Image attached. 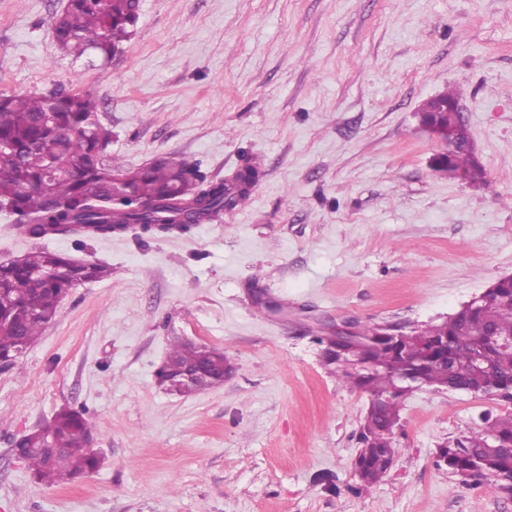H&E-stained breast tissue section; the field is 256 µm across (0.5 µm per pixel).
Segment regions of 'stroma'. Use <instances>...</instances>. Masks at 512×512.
Returning <instances> with one entry per match:
<instances>
[{"instance_id": "1", "label": "stroma", "mask_w": 512, "mask_h": 512, "mask_svg": "<svg viewBox=\"0 0 512 512\" xmlns=\"http://www.w3.org/2000/svg\"><path fill=\"white\" fill-rule=\"evenodd\" d=\"M66 0H0V94L91 91L129 168L169 156L213 181L245 160L248 200L191 233L31 239L0 212V259L46 248L112 269L77 285L0 364V512H512V495L436 463L508 404L407 396L382 481L354 472L366 392L318 336L350 321L410 331L512 274V0H140L107 64L60 57ZM484 166L435 172L418 114L447 91ZM224 351L222 386L167 393L171 342ZM86 410L100 469L35 481L14 442Z\"/></svg>"}]
</instances>
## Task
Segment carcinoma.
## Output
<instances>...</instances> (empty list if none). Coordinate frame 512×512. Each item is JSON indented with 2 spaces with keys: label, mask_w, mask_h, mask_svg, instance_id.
<instances>
[{
  "label": "carcinoma",
  "mask_w": 512,
  "mask_h": 512,
  "mask_svg": "<svg viewBox=\"0 0 512 512\" xmlns=\"http://www.w3.org/2000/svg\"><path fill=\"white\" fill-rule=\"evenodd\" d=\"M140 19L139 0H67L55 14L51 34L67 56L92 55L109 62L133 34ZM447 93L427 102L419 114L430 127L436 109L457 102ZM458 150L450 165L471 182L483 178L465 123L454 127ZM0 142L11 148L0 153V211L15 217V228L27 237L108 236L115 225L157 232L187 233L244 202L259 169L248 162L233 182L207 183L198 170L170 157H158L135 169L124 168L108 147L112 130L98 117V102L87 91L50 90L0 95ZM107 267L76 265L72 258L47 248L21 257L0 269V359L27 349L55 318L71 288L107 277ZM512 288L490 294L479 310L459 309L447 320L419 330L398 344L365 327L342 344L344 357L364 367L336 366L351 387L370 396L360 448L354 467L362 486L383 477L399 449L393 443L405 395L393 392L398 377L415 369L437 389L466 391L512 402ZM483 355L487 363L473 366ZM167 358L178 366L199 367L195 391L224 383L232 372L224 354L204 345L175 342ZM93 425L82 411L62 409L52 419L14 442L25 448L24 461L35 479L58 485L96 472L102 459L90 448ZM502 441L490 448L489 435ZM66 449L56 461L38 448L42 437ZM512 413L480 416L470 432L437 449V463L464 479L496 481L512 474Z\"/></svg>",
  "instance_id": "cac0c4a2"
}]
</instances>
